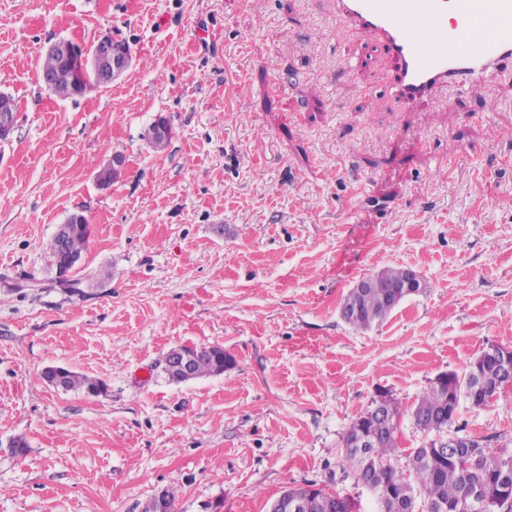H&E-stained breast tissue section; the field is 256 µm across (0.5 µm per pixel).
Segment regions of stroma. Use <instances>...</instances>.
Segmentation results:
<instances>
[{
  "mask_svg": "<svg viewBox=\"0 0 512 512\" xmlns=\"http://www.w3.org/2000/svg\"><path fill=\"white\" fill-rule=\"evenodd\" d=\"M352 27L336 0H0L19 112L0 143V512H145L171 487L175 512H269L307 484L376 512L350 422L512 347V80L408 105ZM106 35L133 51L118 80L45 88L50 45ZM74 213L90 234L73 294L48 243ZM386 265L423 287L355 329L341 303ZM181 345L232 362L175 383L155 364ZM50 366L108 391L48 386ZM454 427L511 452L512 389Z\"/></svg>",
  "mask_w": 512,
  "mask_h": 512,
  "instance_id": "1",
  "label": "stroma"
}]
</instances>
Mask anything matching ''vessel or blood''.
<instances>
[{
  "instance_id": "vessel-or-blood-1",
  "label": "vessel or blood",
  "mask_w": 512,
  "mask_h": 512,
  "mask_svg": "<svg viewBox=\"0 0 512 512\" xmlns=\"http://www.w3.org/2000/svg\"><path fill=\"white\" fill-rule=\"evenodd\" d=\"M339 16L378 39L391 90L408 104L445 87L479 94V77L512 72V0H336Z\"/></svg>"
}]
</instances>
